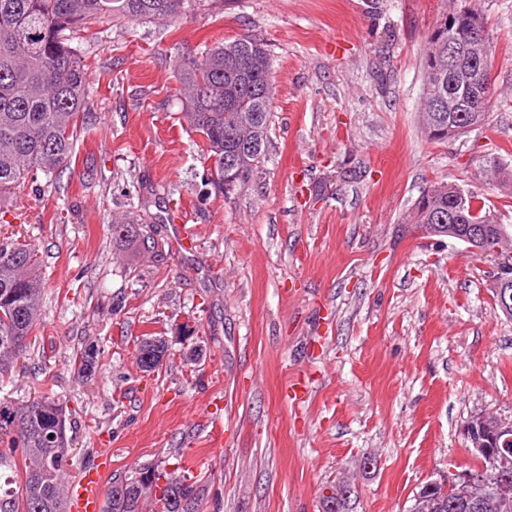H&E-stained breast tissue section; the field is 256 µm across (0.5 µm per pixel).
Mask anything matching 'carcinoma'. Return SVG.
<instances>
[{
	"label": "carcinoma",
	"instance_id": "obj_1",
	"mask_svg": "<svg viewBox=\"0 0 512 512\" xmlns=\"http://www.w3.org/2000/svg\"><path fill=\"white\" fill-rule=\"evenodd\" d=\"M187 0H0V198L42 175L52 181L71 164L79 122L88 107L89 64L69 43L68 34L101 16L117 19H175ZM488 37L486 21L476 8L442 15L427 39L424 61V104L418 121L434 142L455 138L459 129L488 120L489 77L461 86L452 72L476 69L466 52L475 37ZM188 128L202 139L203 158L211 162L210 184L229 195L265 162L273 123V76L270 53L261 39L241 37L196 55L174 56ZM488 166L501 187L512 193V172L493 159ZM464 197V224H479L489 237L503 236L499 223L479 194L446 182H435L414 204L412 221L448 236V203ZM112 237L142 250L155 238L123 222ZM40 258L29 243L0 239V381L12 373L28 349L25 337L43 318ZM162 346L151 333L136 343V361L152 370L145 355ZM62 406L54 395L24 404L0 402V512H68L63 473L70 452L49 438ZM144 475L115 477L107 488L103 512H178L190 490L185 476L160 465L138 466ZM336 502V512H356L355 477L338 478L322 487ZM406 512H512V451L477 488L454 486L445 492L418 490Z\"/></svg>",
	"mask_w": 512,
	"mask_h": 512
}]
</instances>
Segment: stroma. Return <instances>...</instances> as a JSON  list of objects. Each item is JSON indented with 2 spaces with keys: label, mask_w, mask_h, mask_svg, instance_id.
I'll list each match as a JSON object with an SVG mask.
<instances>
[{
  "label": "stroma",
  "mask_w": 512,
  "mask_h": 512,
  "mask_svg": "<svg viewBox=\"0 0 512 512\" xmlns=\"http://www.w3.org/2000/svg\"><path fill=\"white\" fill-rule=\"evenodd\" d=\"M453 6L487 21L490 118L437 143L417 122L423 52ZM244 36L269 46L275 123L267 162L226 196L183 119L174 55ZM72 45L91 64L76 160L55 187L28 181L0 202V238L39 253L45 311L0 400L61 399L70 475L105 448L116 476L196 454L200 512H319L321 487L346 473L357 512H403L421 484L473 466L465 422L512 418V320L495 306L492 260L409 214L447 181L512 228V194L486 170L512 165V0H190L173 23L96 19ZM132 206L157 252L113 241ZM147 332L168 342L152 372L134 358ZM88 344L85 377L73 359ZM298 376L301 402L283 396Z\"/></svg>",
  "instance_id": "35a3bbf8"
}]
</instances>
